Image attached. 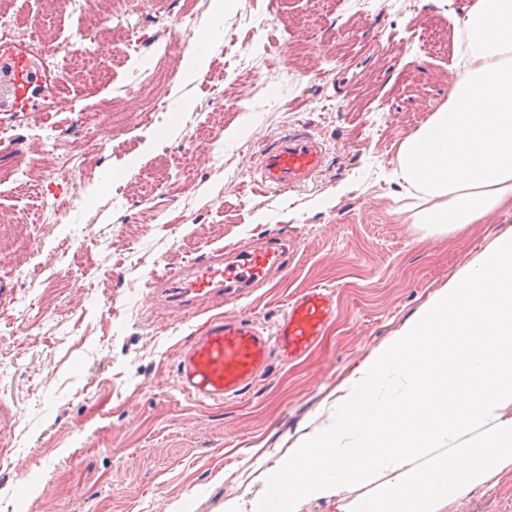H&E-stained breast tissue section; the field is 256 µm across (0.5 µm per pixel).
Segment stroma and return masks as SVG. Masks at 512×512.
<instances>
[{"label": "stroma", "mask_w": 512, "mask_h": 512, "mask_svg": "<svg viewBox=\"0 0 512 512\" xmlns=\"http://www.w3.org/2000/svg\"><path fill=\"white\" fill-rule=\"evenodd\" d=\"M471 0H237L214 17L210 0H0L19 28L54 42L88 34L90 54L65 62L40 105L63 95L75 111L120 113L90 142L70 126L72 171L30 167L28 123L0 96V336L13 342L0 377V512H224L263 495V472L291 437L322 426L337 387L393 336L463 265L512 233V210L446 233L412 221L389 178L398 148L448 99L454 43L434 44L424 20L454 30ZM213 41L208 67L186 80L171 66L185 53L177 19ZM272 15L262 41L245 20ZM140 82L137 98L125 94ZM226 90L224 111L210 104ZM243 109H236L237 100ZM153 122L139 124L141 112ZM243 124L242 135L224 133ZM305 123L326 160L307 184L253 188L264 142ZM193 171L176 165L185 150ZM58 204L43 223L37 196ZM138 229L137 259L124 260L122 227ZM88 227L85 240L72 231ZM266 236L292 255L274 282L238 301H204L186 316L151 288L161 271ZM67 247L64 263L55 253ZM333 291L336 314L301 359L272 358L248 392L197 404L179 391L177 355L208 318L246 313L273 327L287 301L309 288ZM83 299L60 311L66 292ZM447 512H512V467Z\"/></svg>", "instance_id": "obj_1"}]
</instances>
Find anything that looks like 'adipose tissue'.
<instances>
[{
	"label": "adipose tissue",
	"instance_id": "adipose-tissue-1",
	"mask_svg": "<svg viewBox=\"0 0 512 512\" xmlns=\"http://www.w3.org/2000/svg\"><path fill=\"white\" fill-rule=\"evenodd\" d=\"M448 100L399 146L400 185L418 224L450 231L512 209V0H475Z\"/></svg>",
	"mask_w": 512,
	"mask_h": 512
}]
</instances>
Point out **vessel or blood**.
Returning a JSON list of instances; mask_svg holds the SVG:
<instances>
[{
	"instance_id": "1",
	"label": "vessel or blood",
	"mask_w": 512,
	"mask_h": 512,
	"mask_svg": "<svg viewBox=\"0 0 512 512\" xmlns=\"http://www.w3.org/2000/svg\"><path fill=\"white\" fill-rule=\"evenodd\" d=\"M12 78L7 93L14 110L31 111L30 64L25 51L0 45ZM325 150L312 129L288 130L260 150L255 180L260 188H281L307 183L323 166ZM288 253L280 239L258 247H232L200 261L150 274L149 282L162 284L183 311L214 294L234 299L246 297L251 288L265 284L272 272L286 269ZM335 315L332 292L310 288L288 304L274 331L246 315L218 316L195 331L179 350L177 383L181 392L199 402H221L243 395L268 368L271 355L282 361L301 358L317 343Z\"/></svg>"
}]
</instances>
